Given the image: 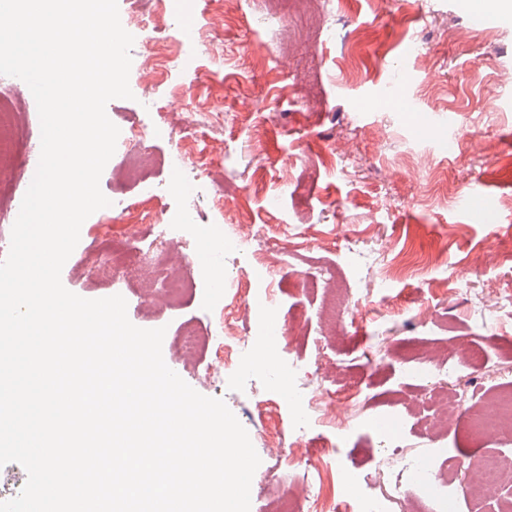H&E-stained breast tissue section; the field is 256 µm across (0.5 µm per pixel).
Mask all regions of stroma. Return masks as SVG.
<instances>
[{"label":"stroma","mask_w":512,"mask_h":512,"mask_svg":"<svg viewBox=\"0 0 512 512\" xmlns=\"http://www.w3.org/2000/svg\"><path fill=\"white\" fill-rule=\"evenodd\" d=\"M301 5L282 35L255 22L263 0H118L121 18H161L134 38L132 99L106 106L118 128L135 122L148 134L106 164L100 188L112 206L84 221L61 281L86 299L122 295L132 324L165 328L166 364L225 401L261 459L250 512H279L285 500L310 512L304 468L276 464L268 446L297 439L276 404L279 367L303 392L335 390L337 406L357 392L369 413L401 411L394 444L332 418L321 429L338 443L336 464L367 474L366 491L396 479L380 459L443 448L438 466L459 492L457 512H503L512 473L493 497L467 488L487 455L512 458V435L484 443L469 426L512 390V14H484L480 0ZM185 24L207 32L209 53L178 43ZM157 51L183 53L184 68L154 66ZM448 112L451 138L437 121ZM182 181L194 187L199 220L179 226L159 260L191 289L172 301L137 266H114L108 278L88 272V262L147 248L140 215L179 213ZM475 182L485 199L458 210L456 197ZM439 243L444 252L427 264ZM396 260L401 272L382 280ZM214 273L239 283L224 301L242 339L258 341L255 275L266 276L287 321L272 365L245 378L225 360L223 339L201 352L175 341L184 327L219 325L204 300ZM438 361L462 368L446 429L430 419L442 384L417 375Z\"/></svg>","instance_id":"1"}]
</instances>
